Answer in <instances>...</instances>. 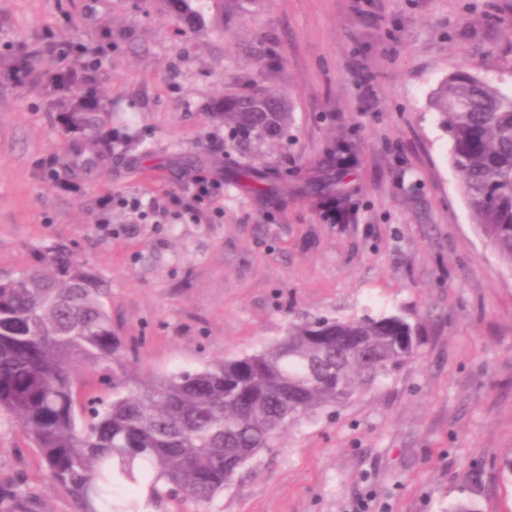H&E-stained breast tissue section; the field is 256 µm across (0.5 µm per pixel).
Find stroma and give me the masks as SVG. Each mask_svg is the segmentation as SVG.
<instances>
[{"label": "stroma", "mask_w": 512, "mask_h": 512, "mask_svg": "<svg viewBox=\"0 0 512 512\" xmlns=\"http://www.w3.org/2000/svg\"><path fill=\"white\" fill-rule=\"evenodd\" d=\"M204 19L180 28L156 0H0V279L72 253L104 279L143 380L314 317L418 326L413 360L301 419L210 504L152 512H512V266L429 107L461 69L512 92V0H207ZM105 27L99 133L113 147L86 169L46 58L55 41L95 47ZM32 52L44 63L15 85L12 57ZM249 89L285 94L292 124L243 154L211 114ZM241 164L287 174V196L228 182ZM200 177L214 200L196 198ZM303 181L335 182L343 221ZM16 484L23 512H75L0 416V488Z\"/></svg>", "instance_id": "35a3bbf8"}]
</instances>
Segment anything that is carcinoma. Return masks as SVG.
I'll return each instance as SVG.
<instances>
[{"label": "carcinoma", "instance_id": "cac0c4a2", "mask_svg": "<svg viewBox=\"0 0 512 512\" xmlns=\"http://www.w3.org/2000/svg\"><path fill=\"white\" fill-rule=\"evenodd\" d=\"M96 83L84 70L51 81V105L84 136L89 162L112 152L96 134L98 99L86 95ZM429 104L450 134L477 223L512 266V94L460 70ZM212 116L243 153L281 138L291 121L287 99L273 93L223 99ZM231 178L257 194L274 191L251 166ZM105 296L94 272L60 252L0 285V412L18 423L76 512H140L142 487L157 500L179 489L208 503L300 418L350 401L419 348L418 328L398 314L318 317L250 354L135 381ZM79 363L113 365L112 395L81 410Z\"/></svg>", "mask_w": 512, "mask_h": 512}]
</instances>
